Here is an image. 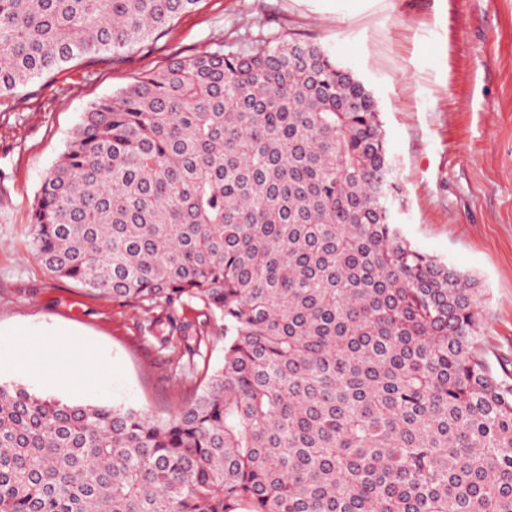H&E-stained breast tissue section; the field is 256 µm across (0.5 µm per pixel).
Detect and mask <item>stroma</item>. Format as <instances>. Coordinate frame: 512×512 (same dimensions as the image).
Returning <instances> with one entry per match:
<instances>
[{"mask_svg": "<svg viewBox=\"0 0 512 512\" xmlns=\"http://www.w3.org/2000/svg\"><path fill=\"white\" fill-rule=\"evenodd\" d=\"M320 44L378 101L396 163V218L423 252L479 279L484 340L512 362V0H203L119 61L86 58L0 97V346L77 335L112 372L76 393L0 370L45 397L165 417L224 361V323L203 302L151 311L54 276L29 243L44 174L92 103L172 57L257 34Z\"/></svg>", "mask_w": 512, "mask_h": 512, "instance_id": "stroma-1", "label": "stroma"}]
</instances>
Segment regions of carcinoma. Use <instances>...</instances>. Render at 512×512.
I'll use <instances>...</instances> for the list:
<instances>
[{"mask_svg":"<svg viewBox=\"0 0 512 512\" xmlns=\"http://www.w3.org/2000/svg\"><path fill=\"white\" fill-rule=\"evenodd\" d=\"M202 2L0 0V96ZM395 191L373 94L314 42L219 44L92 104L32 248L103 298L201 300L224 363L164 418L0 382V512H512L483 289L405 237Z\"/></svg>","mask_w":512,"mask_h":512,"instance_id":"carcinoma-1","label":"carcinoma"}]
</instances>
